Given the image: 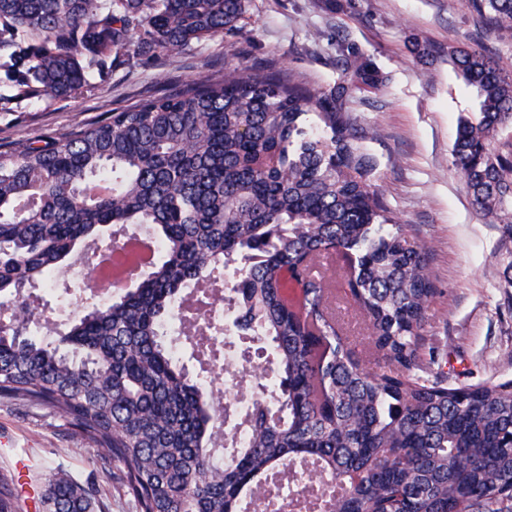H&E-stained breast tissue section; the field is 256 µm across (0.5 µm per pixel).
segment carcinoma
I'll use <instances>...</instances> for the list:
<instances>
[{"label":"carcinoma","instance_id":"carcinoma-1","mask_svg":"<svg viewBox=\"0 0 512 512\" xmlns=\"http://www.w3.org/2000/svg\"><path fill=\"white\" fill-rule=\"evenodd\" d=\"M512 29V0H467ZM246 0H0V68L55 97L77 95L99 62L131 44L180 52L232 33ZM37 39L40 44L27 46ZM479 112L452 148L471 204L512 231V80L476 49L448 48ZM350 83L312 92L252 67L114 112L67 139L0 150V298L52 286L75 245L109 226L149 228L157 258L106 305L75 306L57 337L0 334V396L46 405L119 463L139 512H258L276 473L336 480L331 512H512V380L449 387L416 374L435 288L427 248L359 177L367 166L342 117L355 88L384 76L355 54ZM348 294L370 329V372L330 304ZM299 272L302 299L281 273ZM233 310L262 344L247 444L219 454L215 392L180 364L218 360ZM355 484H343L347 473ZM45 512H95L88 489L52 473Z\"/></svg>","mask_w":512,"mask_h":512}]
</instances>
